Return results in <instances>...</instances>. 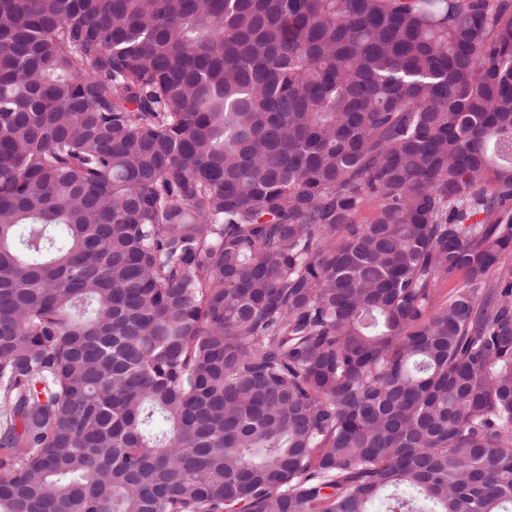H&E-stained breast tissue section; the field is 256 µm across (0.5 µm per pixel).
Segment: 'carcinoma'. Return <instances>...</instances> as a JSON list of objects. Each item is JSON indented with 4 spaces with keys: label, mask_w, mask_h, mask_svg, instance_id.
Listing matches in <instances>:
<instances>
[{
    "label": "carcinoma",
    "mask_w": 512,
    "mask_h": 512,
    "mask_svg": "<svg viewBox=\"0 0 512 512\" xmlns=\"http://www.w3.org/2000/svg\"><path fill=\"white\" fill-rule=\"evenodd\" d=\"M508 252L512 0H0V512H512Z\"/></svg>",
    "instance_id": "cac0c4a2"
}]
</instances>
